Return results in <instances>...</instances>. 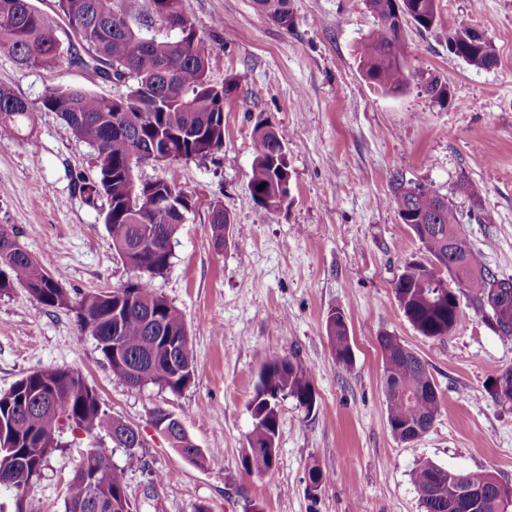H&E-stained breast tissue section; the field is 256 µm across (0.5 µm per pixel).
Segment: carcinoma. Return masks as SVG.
Segmentation results:
<instances>
[{"mask_svg":"<svg viewBox=\"0 0 512 512\" xmlns=\"http://www.w3.org/2000/svg\"><path fill=\"white\" fill-rule=\"evenodd\" d=\"M185 0H55L54 12L65 19L68 44L56 34L54 21L32 0H0V51L23 67L56 69L85 53L81 62L95 72L108 70L124 80L126 93L104 97L90 92L49 87L34 106L0 87V126L24 134L32 145L35 112H55L73 135L96 155L92 176H78L79 188L90 202L106 199L104 223L112 247L131 277L112 290L87 292L74 299L61 277L21 250L12 233L0 226V295L15 286L40 304L74 313L80 334L91 333L98 350L121 381L148 384L180 393L194 381L195 368L181 311L153 289V280L170 267L172 242L181 222L169 202L190 209L189 196L164 177L138 182L128 176V158L144 159L162 150L169 162L203 160L223 146L213 116L224 110L233 92L228 81H211L212 44L195 28ZM286 0H257L268 17L282 27L291 15L279 10ZM437 0H367L377 16V29L361 53L364 77L385 93H397L409 82L405 71L404 25L411 21L429 30L435 26ZM161 22L167 34L142 33ZM479 69L496 63L492 45L464 55ZM255 159L248 182L253 199L278 209L289 195L284 140L267 124L254 132ZM398 216L420 241L430 260L447 264L454 293L426 276L425 263L409 261L395 283V298L410 324L427 338L453 333L460 321L459 295L469 291L478 312L490 314V325L501 336H512V278H500L483 261V253L462 235L457 213L440 195L393 179ZM212 239L220 245L242 232L224 205L212 207ZM326 334L336 362L353 365L345 316L329 313ZM385 395L389 428L396 438L413 442L433 425L440 408L437 386L426 366L394 336H383ZM502 385L489 390L493 401L512 407V369L502 370ZM288 395L311 410L316 402L313 373L287 356L274 355L264 364L251 402L254 428L244 458L246 469L259 475L276 465L279 397ZM70 426L89 435L107 428L118 446L136 454L141 443L130 439L134 428L110 416L97 393L72 370L37 368L0 393V474L16 477L15 512H25L30 476L39 474L48 457L61 446L59 433ZM82 475L68 488L65 512H134L124 472L114 467L102 448L87 450ZM307 487L316 493L330 481L320 467L308 470ZM411 480L423 512H456V492L466 486L482 492L465 512H509L512 485L488 471L457 472L432 462L419 463Z\"/></svg>","mask_w":512,"mask_h":512,"instance_id":"cac0c4a2","label":"carcinoma"}]
</instances>
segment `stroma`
I'll list each match as a JSON object with an SVG mask.
<instances>
[{
    "mask_svg": "<svg viewBox=\"0 0 512 512\" xmlns=\"http://www.w3.org/2000/svg\"><path fill=\"white\" fill-rule=\"evenodd\" d=\"M439 23L405 27L407 86L373 88L360 53L378 20L366 0H290L292 24L273 22L255 0H185L214 46L211 78L236 83L224 102V142L204 160L139 168L143 180H174L191 198L168 271L153 287L183 314L194 357L193 383L174 393L115 378L91 334L71 312L37 302L25 288L0 296V392L27 372L79 371L112 417L135 427L136 457L106 430L61 433L62 448L34 477L27 512H64L87 448L105 449L122 469L137 512H422L410 473L428 460L455 471L486 470L512 484V408L488 394L512 367V337L497 335L468 296L461 321L442 339L420 335L400 309L394 283L407 261L426 254L393 201V175L444 196L486 265L512 278V0H438ZM489 40L488 69L448 49L457 20ZM448 86L441 104L423 85ZM0 86L35 102L60 86L113 97L123 86L80 64L24 68L0 52ZM270 123L284 139L288 199L276 213L248 190L254 128ZM28 148L0 127V225L17 245L61 272L69 293L119 287L128 272L111 246L105 200L89 204L77 177L95 157L53 112H39ZM222 201L242 236L214 244L210 215ZM345 315L354 365L344 369L325 335L330 311ZM399 337L428 367L441 407L410 444L388 426L379 339ZM286 355L313 372L316 403L279 400L273 471H248L251 402L267 358ZM161 409L181 420L205 451L190 464L152 424ZM332 477L318 495L307 472ZM162 473L155 482L154 473Z\"/></svg>",
    "mask_w": 512,
    "mask_h": 512,
    "instance_id": "1",
    "label": "stroma"
}]
</instances>
